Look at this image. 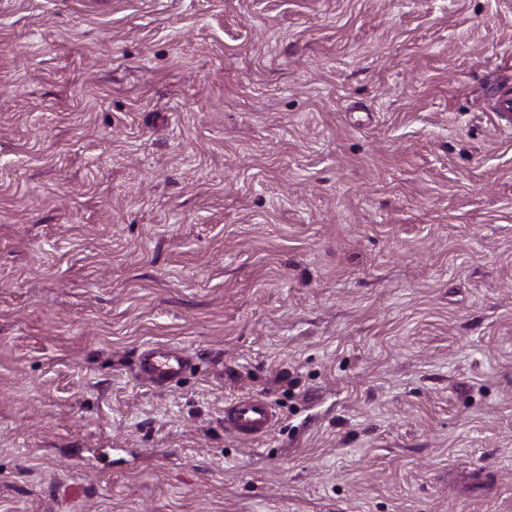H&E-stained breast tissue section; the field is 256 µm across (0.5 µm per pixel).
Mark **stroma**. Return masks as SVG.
Instances as JSON below:
<instances>
[{
    "label": "stroma",
    "mask_w": 512,
    "mask_h": 512,
    "mask_svg": "<svg viewBox=\"0 0 512 512\" xmlns=\"http://www.w3.org/2000/svg\"><path fill=\"white\" fill-rule=\"evenodd\" d=\"M495 80L512 0H0V512H512ZM191 359L181 350L156 345L141 353L139 372L156 384L167 385L187 368ZM275 415L271 406L255 397H242L224 408V424L238 433L262 436L269 431Z\"/></svg>",
    "instance_id": "stroma-1"
}]
</instances>
